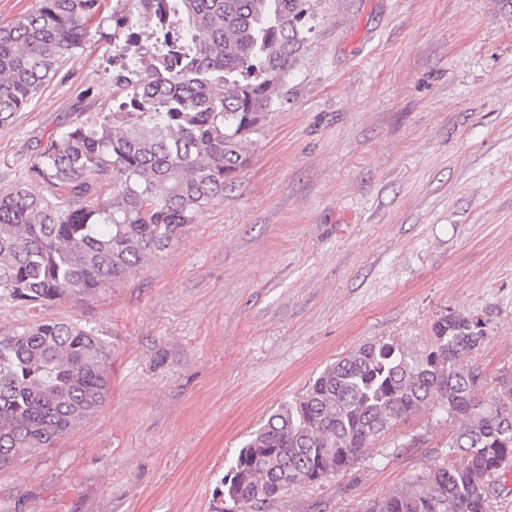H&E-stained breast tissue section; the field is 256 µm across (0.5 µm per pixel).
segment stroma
<instances>
[{"label": "stroma", "mask_w": 512, "mask_h": 512, "mask_svg": "<svg viewBox=\"0 0 512 512\" xmlns=\"http://www.w3.org/2000/svg\"><path fill=\"white\" fill-rule=\"evenodd\" d=\"M309 48L223 199L120 285L0 331L78 322L111 351L98 413L0 464V512H223L229 461L270 411L360 345L415 346L483 318L472 357L512 365V0H311ZM111 37L0 126V194L65 125L110 108ZM446 415L402 420L367 458L275 512H359L448 458Z\"/></svg>", "instance_id": "obj_1"}]
</instances>
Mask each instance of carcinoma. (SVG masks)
<instances>
[{
	"instance_id": "1",
	"label": "carcinoma",
	"mask_w": 512,
	"mask_h": 512,
	"mask_svg": "<svg viewBox=\"0 0 512 512\" xmlns=\"http://www.w3.org/2000/svg\"><path fill=\"white\" fill-rule=\"evenodd\" d=\"M147 32L102 0H38L0 24V126L86 43L127 31L111 58L124 96L56 133L29 167L43 186L0 195V296L45 305L121 282L178 242L232 188L247 145L288 99L310 0H136ZM422 345L378 340L327 365L270 412L224 474L225 512H270L288 492L348 471L411 414L458 422L451 463L411 476L362 512H492L512 461V367L488 385L471 357L486 323L450 312ZM109 350L78 323L0 334V462L48 448L110 391Z\"/></svg>"
}]
</instances>
